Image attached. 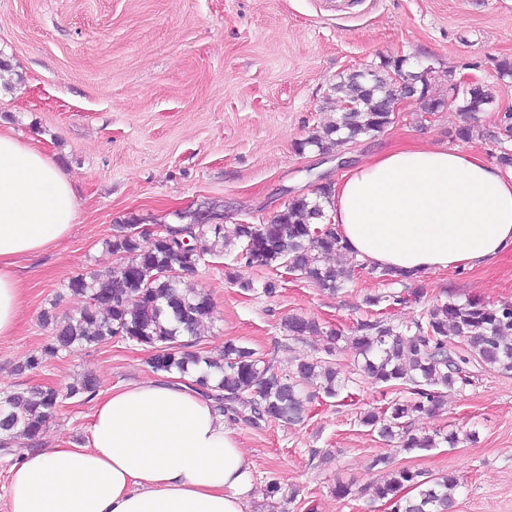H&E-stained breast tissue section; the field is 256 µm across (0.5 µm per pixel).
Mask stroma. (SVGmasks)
<instances>
[{
    "label": "stroma",
    "mask_w": 512,
    "mask_h": 512,
    "mask_svg": "<svg viewBox=\"0 0 512 512\" xmlns=\"http://www.w3.org/2000/svg\"><path fill=\"white\" fill-rule=\"evenodd\" d=\"M0 56L19 74L0 94V121L54 160L79 203L71 235L20 264L24 300L16 331L0 337V394L89 373L102 395L152 376L147 347L115 338L47 359L34 372L23 363L51 339L42 313L60 316L84 305L69 279L116 264L105 246L116 224L131 217L143 226L170 222L174 210L206 200L223 201L225 223L262 224L293 194L315 198L341 170L315 148L296 146L335 121L337 107L325 97L338 76L383 58L430 66L435 96L447 97L449 82L472 79L488 88L496 107H512V77L497 68L512 58V0H347L339 13L325 0H0ZM494 120L481 113L471 140L461 141L453 136L463 123L456 107L428 115L412 101L394 124L347 152L365 158L422 143L456 147L495 166L512 142L494 139ZM270 278V295L241 287ZM190 281L215 305L213 320L199 330V348L215 354L232 340L284 374L296 359L324 356L329 345L323 335L288 336L282 322L289 315L348 330L369 318L370 295L403 296L389 307L397 323L449 296L512 301V253L394 288L355 270L335 295L286 270L242 268L224 255L205 257ZM336 361L342 376L357 381L352 398H317L296 425L234 421L254 464L250 512H364L358 491L382 477L371 460L391 450L359 414L399 391L359 378L350 351ZM93 409L90 400H64L44 447L85 442ZM413 427L473 431L477 440L393 452L395 466L463 480L456 512H512V372L480 370L446 410L415 416ZM273 480L282 491L271 498L266 486ZM339 482L352 484L355 497L336 498ZM291 488L296 498L288 497Z\"/></svg>",
    "instance_id": "1"
}]
</instances>
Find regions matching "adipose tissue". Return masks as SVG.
I'll return each instance as SVG.
<instances>
[{
	"instance_id": "adipose-tissue-1",
	"label": "adipose tissue",
	"mask_w": 512,
	"mask_h": 512,
	"mask_svg": "<svg viewBox=\"0 0 512 512\" xmlns=\"http://www.w3.org/2000/svg\"><path fill=\"white\" fill-rule=\"evenodd\" d=\"M78 204L35 145L0 131V337L17 327L20 260L66 237ZM327 215L356 259L417 279L512 252V172L456 148H390L344 173ZM253 463L215 402L162 373L98 398L85 444L11 466L6 512H249Z\"/></svg>"
}]
</instances>
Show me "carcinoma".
Here are the masks:
<instances>
[{"label": "carcinoma", "instance_id": "carcinoma-1", "mask_svg": "<svg viewBox=\"0 0 512 512\" xmlns=\"http://www.w3.org/2000/svg\"><path fill=\"white\" fill-rule=\"evenodd\" d=\"M405 63L404 59L383 58L365 76L355 71L339 77L327 100L344 105L340 118L314 130L297 150L315 147L328 154L382 132L394 120L386 105L399 94L395 76L400 74L415 83L420 111H436L439 99L429 94L430 68L409 71ZM493 101L492 94L478 83L463 87L454 103L465 124L455 136L470 139L469 121ZM331 193L332 184L327 182L320 186L317 200L295 196L264 224H207L206 211L220 207L208 202L195 212L198 225L187 228L186 242L156 234L145 246L132 230L136 220L122 222L106 242L120 262L101 273L78 274L69 280L68 288L86 298L84 306L59 321L46 317L53 325L52 340L28 356L23 368L36 370L48 358L118 336L150 348L149 366L154 372H197L193 379L197 389L217 401L224 396L233 399L224 407L232 419L294 424L304 420L316 395L335 399L344 390L345 380L333 361L342 349L339 342L344 341L354 350L360 376L397 386L404 393L384 407L361 413L362 425L385 441H398V449L405 452L427 450L441 443L453 448L462 438L475 441L474 432L462 438L453 431L418 434L413 419L420 413L442 410L448 396L473 385L472 365L512 371V302L489 304L471 299L459 303L450 298L429 306L407 323L397 324L379 312L358 323L350 336L339 328L325 333L316 321L291 315L283 323L289 335L302 340L324 333L330 346L328 358L297 359L287 376L263 361L254 349L233 341L224 342L222 353L214 357L195 350L193 342L179 340L183 335L196 336L198 327L214 311L209 295L185 281L207 255L224 253L247 268H283L331 293L345 283L336 266L327 262L335 254L350 268H367L383 282H403V275L369 267L350 253L325 212ZM96 392V379L87 373L81 381L65 387L34 386L5 395L0 399V447L37 446L63 400L91 398ZM371 466L381 470L382 479L367 500L369 508L377 501L390 504L391 512H452L456 506L461 483L455 476L429 477L396 468L386 454L373 457Z\"/></svg>", "mask_w": 512, "mask_h": 512}]
</instances>
